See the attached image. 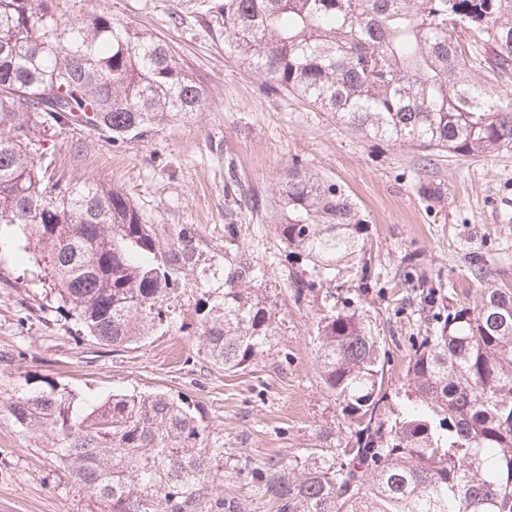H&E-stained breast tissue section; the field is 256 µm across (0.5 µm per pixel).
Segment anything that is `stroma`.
Here are the masks:
<instances>
[{
	"mask_svg": "<svg viewBox=\"0 0 512 512\" xmlns=\"http://www.w3.org/2000/svg\"><path fill=\"white\" fill-rule=\"evenodd\" d=\"M67 18L100 11L165 40L201 81L202 112L168 118L145 140L116 148L77 129L57 132L56 173L73 184L122 189L146 215L163 249L190 243L194 257L174 275L166 304L176 327H159L126 347L74 335L47 306L32 254L0 256V512H110L80 490L46 440L16 427L3 403L43 381L78 396L163 392L193 407L225 501L243 512H283L264 489L273 461L304 460L345 447L348 420L324 389L315 359L326 290L296 294L275 224V187L292 163L341 185L369 220L366 270L336 281L338 297L366 312L389 353L390 390L405 392L406 361L448 297L512 288V149L485 157L387 146L344 130L285 92H268L224 50V31L203 0H62ZM269 272L277 302L273 348L246 371L225 374L194 330L224 293V227ZM426 275L437 295L421 307L398 282ZM335 296V297H336Z\"/></svg>",
	"mask_w": 512,
	"mask_h": 512,
	"instance_id": "1",
	"label": "stroma"
}]
</instances>
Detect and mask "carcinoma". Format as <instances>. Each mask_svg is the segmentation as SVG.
Here are the masks:
<instances>
[{"label": "carcinoma", "mask_w": 512, "mask_h": 512, "mask_svg": "<svg viewBox=\"0 0 512 512\" xmlns=\"http://www.w3.org/2000/svg\"><path fill=\"white\" fill-rule=\"evenodd\" d=\"M207 12L240 69L354 134L459 156L512 148L509 94L491 84L512 67V0H211ZM206 100L160 38L105 12L65 19L60 0H0V227L9 228L0 248H37L76 333L119 347L172 325L163 304L192 255L162 250L121 189L55 178L44 142L74 128L121 147ZM276 195V231L304 267L297 291L367 266L368 221L341 186L296 163ZM224 256V296L197 335L216 366L236 373L272 348L276 305L231 225ZM317 343L321 381L355 446L271 474L266 489L283 507L512 512V289L484 287L433 318L412 346L394 418L381 341L363 311L349 300L328 307ZM6 410L111 512H153L158 494L167 512L233 509L212 498L224 475L212 473L188 403L161 392L81 401L49 382Z\"/></svg>", "instance_id": "obj_1"}]
</instances>
